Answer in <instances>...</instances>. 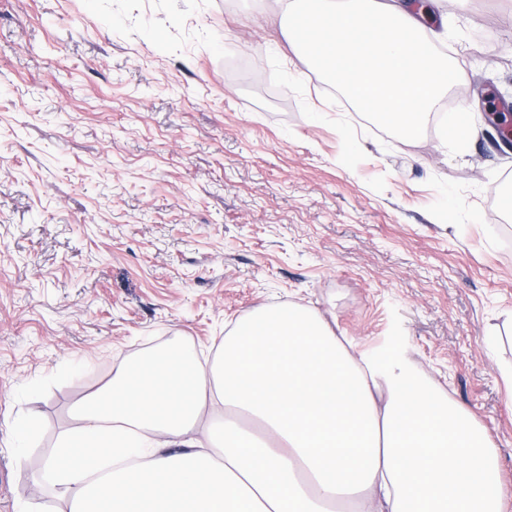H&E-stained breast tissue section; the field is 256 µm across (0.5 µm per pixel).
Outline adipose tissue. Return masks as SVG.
I'll return each instance as SVG.
<instances>
[{
  "label": "adipose tissue",
  "instance_id": "obj_1",
  "mask_svg": "<svg viewBox=\"0 0 512 512\" xmlns=\"http://www.w3.org/2000/svg\"><path fill=\"white\" fill-rule=\"evenodd\" d=\"M288 41L357 105L414 137L459 67L417 0H277ZM220 404L223 416L203 414ZM47 465L109 512H505L493 443L434 383L355 355L301 306L261 308L201 365L133 360L75 410Z\"/></svg>",
  "mask_w": 512,
  "mask_h": 512
}]
</instances>
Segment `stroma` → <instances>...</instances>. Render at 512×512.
Listing matches in <instances>:
<instances>
[{
  "instance_id": "35a3bbf8",
  "label": "stroma",
  "mask_w": 512,
  "mask_h": 512,
  "mask_svg": "<svg viewBox=\"0 0 512 512\" xmlns=\"http://www.w3.org/2000/svg\"><path fill=\"white\" fill-rule=\"evenodd\" d=\"M283 26L274 0H0V512H68L44 463L121 367L212 360L291 303L470 409L512 487V0L436 12L461 74L410 139Z\"/></svg>"
}]
</instances>
